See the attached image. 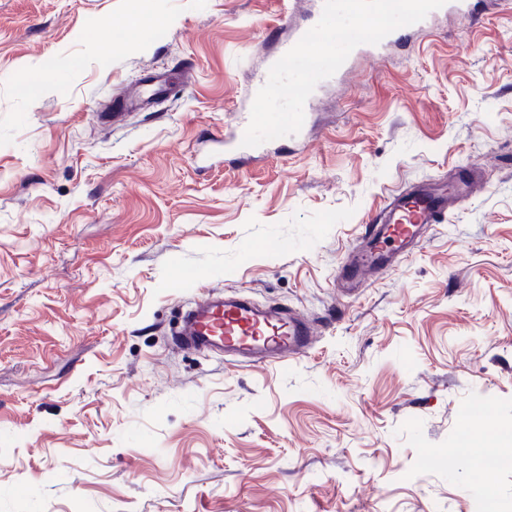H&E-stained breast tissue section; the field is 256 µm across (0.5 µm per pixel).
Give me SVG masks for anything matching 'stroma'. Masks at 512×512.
<instances>
[{"mask_svg":"<svg viewBox=\"0 0 512 512\" xmlns=\"http://www.w3.org/2000/svg\"><path fill=\"white\" fill-rule=\"evenodd\" d=\"M317 10L0 0V512H512V470L480 480L455 446L469 401L481 452L512 425V0L355 58L306 142L226 163L284 17ZM475 164L406 263L343 295L388 191ZM205 288L318 336L285 368L179 349Z\"/></svg>","mask_w":512,"mask_h":512,"instance_id":"obj_1","label":"stroma"}]
</instances>
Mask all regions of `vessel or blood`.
<instances>
[{
	"mask_svg": "<svg viewBox=\"0 0 512 512\" xmlns=\"http://www.w3.org/2000/svg\"><path fill=\"white\" fill-rule=\"evenodd\" d=\"M477 2L447 0L414 27L391 32L382 44L391 46L412 29L429 32L442 14L477 17ZM479 184L480 168L474 165L466 175L451 182L410 187L390 195L384 207L367 219L359 250L341 262L343 284L358 289L378 270L404 261L426 229L440 223ZM316 335L312 321L293 313L261 310L249 299H223L210 292L186 312L176 341L185 350H210L250 366H265L297 359L312 346Z\"/></svg>",
	"mask_w": 512,
	"mask_h": 512,
	"instance_id": "b4317fda",
	"label": "vessel or blood"
}]
</instances>
